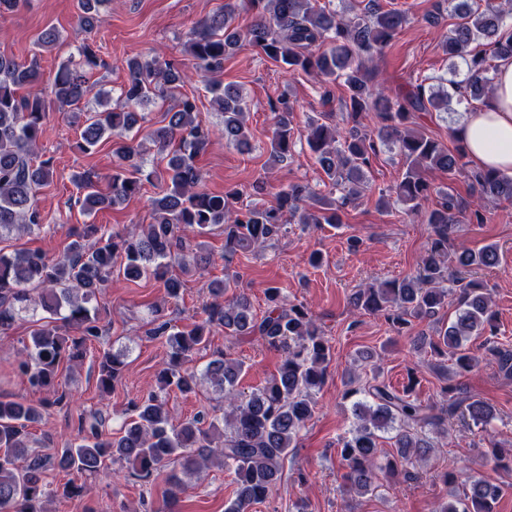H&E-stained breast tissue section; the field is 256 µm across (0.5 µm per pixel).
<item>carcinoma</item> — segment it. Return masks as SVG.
I'll return each mask as SVG.
<instances>
[{
  "mask_svg": "<svg viewBox=\"0 0 512 512\" xmlns=\"http://www.w3.org/2000/svg\"><path fill=\"white\" fill-rule=\"evenodd\" d=\"M111 2L78 0L80 24L92 30L102 6ZM448 2L457 22L445 35L442 49L448 60L464 62L465 77L448 81V89L437 92L420 83L392 99L383 85L375 83L370 64L407 24L406 14L375 8L350 16L321 6L318 0H246L256 11L246 29L235 25L239 4L227 0L222 9L190 30L187 60L155 53L143 61H127L129 77L120 93L123 108L119 110L107 107L108 95L88 81L87 74L101 65L88 43L60 65L49 92L41 86L37 67L0 55V236L30 234L42 223L35 193L50 184L55 170L52 159L37 160L36 150L47 133V114L54 107L62 110L89 96L95 98V111L71 115L82 127L77 148L88 153L108 140L119 161L108 177L107 194L92 177L73 176L84 211L129 200L155 178L164 183L150 202L153 222L138 234L109 233L97 224H87L55 259L36 250L0 252V335L11 329L22 312L46 313L18 353V368L31 389L47 393L36 402L0 398V512H45V472L50 466L96 477L116 461L143 479L169 471L172 506L186 488L183 476L214 462L235 473V498L225 512H249L268 496L281 478L282 464L301 428L314 413L313 395L324 385L332 357L311 310L286 301L277 287L266 289L267 310L259 319L245 294H228L226 281L208 284L212 301L205 307L206 318L187 328L172 325L153 310L149 334L164 339L166 347L159 392L131 403V416L117 435L106 434V418L95 415L90 423H80L75 439L45 455L32 450L29 427L41 423L51 407L62 404L64 395L50 398L59 386L60 365L82 363L87 346L98 344L101 395H110L121 379L126 355L112 350L109 329L93 305L114 273L130 281L152 277L162 283L168 298L176 299L183 278L210 263L202 257L201 244L189 242L190 231L201 234L211 226L224 227L228 262L240 251L261 249L281 236L289 219L305 225L338 224L342 209L368 190L366 173L384 146L395 147L404 161L405 171L391 192L413 212L433 192L428 173L463 171L462 159L467 155L463 141L451 150L413 128L414 118L431 108L446 112L455 99H488L492 62L512 59V31L507 24L512 0H488L482 9L473 6L472 0ZM244 46L290 74L342 81L350 124L345 134H340L329 112L307 126V145L327 178V194L319 196L308 185L291 182L278 192L276 205L239 214L233 203L243 191L215 195L203 188L196 158L209 143L212 130L198 119L197 99L183 94L181 88L191 78L190 67L202 72L205 88L223 115L224 140L250 150L242 93L236 85L215 79L224 70L225 57ZM157 98L172 101L168 124L144 128L146 116L139 109ZM270 107L275 123L269 160L279 164L288 159L294 144V106L282 94ZM370 114L375 119L372 128L364 123ZM147 142L157 147L162 168L146 167ZM467 178L480 196L512 201V175L476 168L467 171ZM440 196L437 206L422 215L432 234L416 274L368 284L351 299L354 310L380 316L397 334L411 337L416 351L429 347L439 357L434 365L438 399L422 401L376 379L362 389L345 390V399L360 392L365 395L352 405L354 428L338 440L350 493H378L377 475L385 469L399 468L406 480H418L410 466L434 448L433 437H446L452 424L469 430L495 418L493 406L470 394L459 381L480 364L479 357L466 349L472 337H485L497 375L512 381V349L497 341L490 289L471 276L499 264L498 246L475 250L453 243L456 225L464 220L484 224L487 217L480 206L450 192ZM174 267L179 274H172ZM455 287L459 308L448 326L437 329V340L423 332L412 335L415 322L438 321ZM215 327L224 329L229 345L203 369L190 366V357L207 347ZM253 336L281 352L283 360L277 376L246 392L239 388L244 363L231 350L236 342ZM201 387L223 395L224 415L208 423L195 416L173 424L163 395L172 390L194 393ZM382 432L392 434L396 448V455L384 463L379 446ZM442 479L446 485L459 481L465 489L461 495L450 494V500L435 512H495L501 487L479 475L454 470L445 472Z\"/></svg>",
  "mask_w": 512,
  "mask_h": 512,
  "instance_id": "cac0c4a2",
  "label": "carcinoma"
}]
</instances>
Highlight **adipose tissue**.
<instances>
[{
	"label": "adipose tissue",
	"instance_id": "ef3b65f1",
	"mask_svg": "<svg viewBox=\"0 0 512 512\" xmlns=\"http://www.w3.org/2000/svg\"><path fill=\"white\" fill-rule=\"evenodd\" d=\"M488 106L467 113L460 134L481 168L512 175V59L499 61Z\"/></svg>",
	"mask_w": 512,
	"mask_h": 512
}]
</instances>
